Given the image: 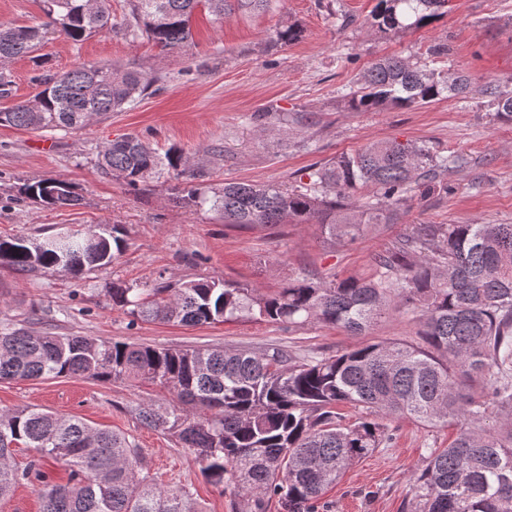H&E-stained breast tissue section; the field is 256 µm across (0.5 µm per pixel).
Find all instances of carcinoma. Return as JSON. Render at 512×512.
<instances>
[{"instance_id": "1", "label": "carcinoma", "mask_w": 512, "mask_h": 512, "mask_svg": "<svg viewBox=\"0 0 512 512\" xmlns=\"http://www.w3.org/2000/svg\"><path fill=\"white\" fill-rule=\"evenodd\" d=\"M268 0H128L125 30L165 50L191 39V20L204 5L217 20L255 12ZM447 0H379L373 25L383 33L419 27ZM85 0H43L47 21L0 24V61L29 57L50 31L79 42L112 26L109 0L101 19ZM156 78L144 70L80 65L45 83L33 97L0 109V126L20 130L78 129L108 117L143 95ZM467 89L463 75L447 76L397 56L374 63L351 93L358 112L429 104ZM495 115L512 121V93L488 87ZM102 174L130 187L160 170L195 176L183 154L159 156L137 137L100 153ZM448 159L417 143L375 142L309 174L295 189L226 182L213 198L189 196L242 225L318 221L327 238L353 241L369 224H386L413 183H432ZM376 194L350 203L354 193ZM25 195L46 207L73 206L68 183L42 179ZM124 240L91 230L0 240V264L27 274L79 276L112 262ZM372 278L316 280L307 276L272 293L219 280L112 286V303L146 321L193 327L259 317L277 324L310 321L364 335L392 312L419 313L420 341L368 342L335 355L295 358L225 349L172 350L62 336L20 327L0 329V380L63 376L159 385L167 403L138 410L146 427L188 449L217 488L232 487L236 512H315L325 488L355 460L389 440L386 420L409 418L429 428L453 425L448 446L430 451L412 478L414 512H512V224H421L374 260ZM341 404L360 410L347 425ZM210 411L197 417L187 407ZM23 444L37 453L28 469L11 463ZM68 469L51 480L48 461ZM42 482V512H202L185 489L158 487L139 448L127 436L75 416L37 407L0 412V500L29 474Z\"/></svg>"}]
</instances>
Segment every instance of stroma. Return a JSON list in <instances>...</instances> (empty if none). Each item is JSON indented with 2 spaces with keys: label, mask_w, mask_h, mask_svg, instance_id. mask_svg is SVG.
Here are the masks:
<instances>
[{
  "label": "stroma",
  "mask_w": 512,
  "mask_h": 512,
  "mask_svg": "<svg viewBox=\"0 0 512 512\" xmlns=\"http://www.w3.org/2000/svg\"><path fill=\"white\" fill-rule=\"evenodd\" d=\"M378 0H270L260 14L235 12L222 22L196 11L192 42L179 52L128 38V0H110L111 29L80 42L51 34L37 50V67L15 59L5 68L20 102L44 80L82 64L145 67L156 76L147 95L107 119L69 132L0 127V239L42 237L116 226L125 248L111 265L75 277L23 275L0 266V317L62 335L166 348L221 347L259 354L280 348L298 357L334 354L363 340L417 339L419 316L393 313L367 337L319 322L288 327L244 319L197 327L145 322L113 305L112 284L136 288L160 282L219 279L270 293L290 280L370 276L375 257L421 224H512V122L498 120L483 90L512 89V0H449L431 23L382 34L372 25ZM298 26V41L275 31ZM443 44L447 55H430ZM399 56L468 77L463 98H441L409 109H351L360 74L377 60ZM135 136L158 153L179 149L196 176L162 173L138 187L100 174L98 155L116 139ZM379 140L422 143L458 158L443 191L411 187L394 224L368 225L354 242L326 239L319 224L234 227L220 211L184 203L189 192L227 181L308 182L315 169ZM70 183L77 205L49 209L27 198L26 184ZM156 385L59 377L0 381V410L39 407L126 434L160 486L193 492L201 512H234L232 492L209 484L193 457L140 424L136 409L169 401ZM392 441L356 461L317 504V512H412L411 477L430 449L454 430L389 420Z\"/></svg>",
  "instance_id": "stroma-1"
}]
</instances>
